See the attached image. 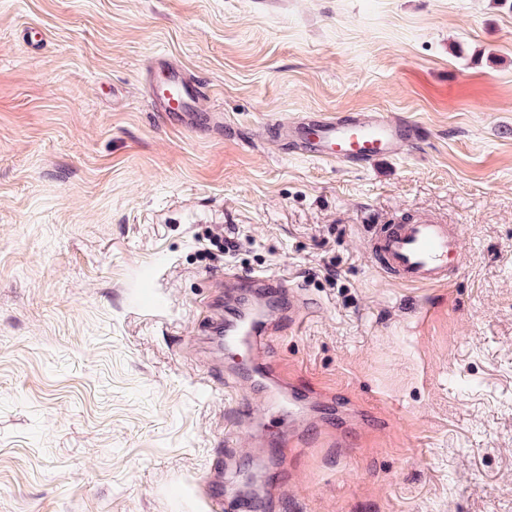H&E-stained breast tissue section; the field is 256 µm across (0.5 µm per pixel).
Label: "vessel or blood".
Wrapping results in <instances>:
<instances>
[{"label":"vessel or blood","mask_w":512,"mask_h":512,"mask_svg":"<svg viewBox=\"0 0 512 512\" xmlns=\"http://www.w3.org/2000/svg\"><path fill=\"white\" fill-rule=\"evenodd\" d=\"M154 111L164 117L192 125L198 114L210 124L221 117L216 109L205 108L200 85L179 68H171L164 86L148 89ZM270 137L288 145L292 152L325 161L363 166L381 158L400 155L420 138V127L404 119L392 120L377 112H357L345 118L313 113L290 123L269 126ZM369 249L377 263L400 282L422 287H445L452 274L464 267V253L457 225L429 216L393 224L369 227ZM226 286L232 293H261L286 314L289 325H296L307 307L306 300L289 289L285 279L274 275L230 273ZM224 328L226 347L250 343L265 335V320L227 310Z\"/></svg>","instance_id":"1"}]
</instances>
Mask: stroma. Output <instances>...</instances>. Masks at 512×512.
<instances>
[{
  "instance_id": "1",
  "label": "stroma",
  "mask_w": 512,
  "mask_h": 512,
  "mask_svg": "<svg viewBox=\"0 0 512 512\" xmlns=\"http://www.w3.org/2000/svg\"><path fill=\"white\" fill-rule=\"evenodd\" d=\"M159 54L223 127L154 112ZM307 112L424 138L360 168L267 136ZM422 214L462 235L444 288L367 250ZM228 272L309 299L254 349L275 378L214 344ZM299 389L315 434L252 446L246 414ZM223 456L268 512H512L507 0H0V512H204Z\"/></svg>"
}]
</instances>
